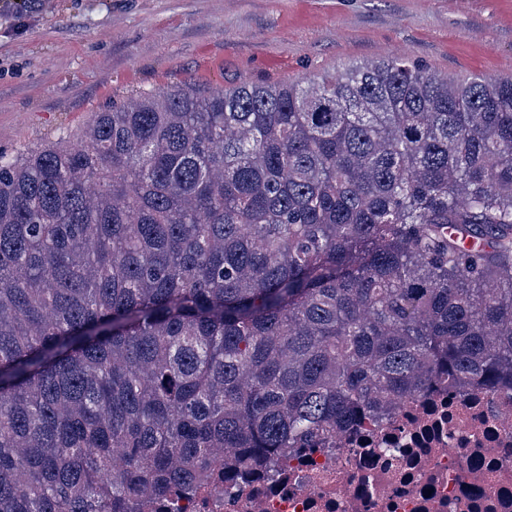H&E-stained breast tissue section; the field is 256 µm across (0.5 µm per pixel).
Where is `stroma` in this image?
<instances>
[{
	"mask_svg": "<svg viewBox=\"0 0 512 512\" xmlns=\"http://www.w3.org/2000/svg\"><path fill=\"white\" fill-rule=\"evenodd\" d=\"M401 54L512 75V0H0V151L79 136L134 92L331 74Z\"/></svg>",
	"mask_w": 512,
	"mask_h": 512,
	"instance_id": "35a3bbf8",
	"label": "stroma"
}]
</instances>
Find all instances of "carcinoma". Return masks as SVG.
<instances>
[{"label":"carcinoma","instance_id":"1","mask_svg":"<svg viewBox=\"0 0 512 512\" xmlns=\"http://www.w3.org/2000/svg\"><path fill=\"white\" fill-rule=\"evenodd\" d=\"M510 379L512 78L391 55L0 153V512H145Z\"/></svg>","mask_w":512,"mask_h":512}]
</instances>
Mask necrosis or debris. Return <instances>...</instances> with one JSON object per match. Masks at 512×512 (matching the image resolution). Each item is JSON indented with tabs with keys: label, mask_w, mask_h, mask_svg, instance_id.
<instances>
[{
	"label": "necrosis or debris",
	"mask_w": 512,
	"mask_h": 512,
	"mask_svg": "<svg viewBox=\"0 0 512 512\" xmlns=\"http://www.w3.org/2000/svg\"><path fill=\"white\" fill-rule=\"evenodd\" d=\"M182 512H512V385L431 387L329 448H303Z\"/></svg>",
	"instance_id": "necrosis-or-debris-1"
}]
</instances>
